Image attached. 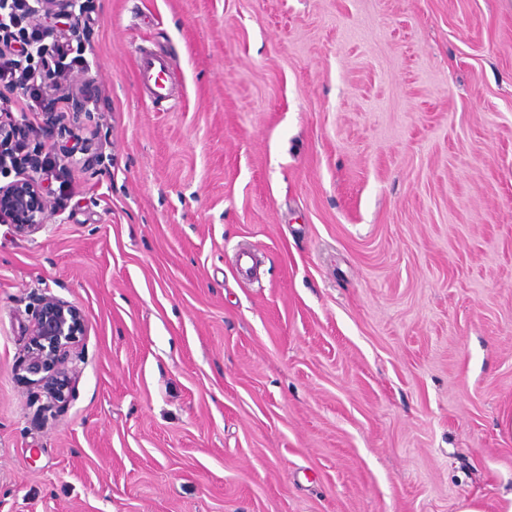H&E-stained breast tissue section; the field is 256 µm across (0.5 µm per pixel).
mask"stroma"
I'll list each match as a JSON object with an SVG mask.
<instances>
[{
  "instance_id": "1",
  "label": "stroma",
  "mask_w": 512,
  "mask_h": 512,
  "mask_svg": "<svg viewBox=\"0 0 512 512\" xmlns=\"http://www.w3.org/2000/svg\"><path fill=\"white\" fill-rule=\"evenodd\" d=\"M79 3L85 93L29 140L69 198L0 223V512H498L512 0ZM49 295L86 332L41 411ZM171 69L167 57L150 51L140 53L135 68V84L141 95L153 101H167L172 97ZM84 332V317L76 306L52 296L38 304L22 370L48 404L65 405L72 397L75 369L68 366L69 355Z\"/></svg>"
}]
</instances>
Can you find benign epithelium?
<instances>
[{
    "label": "benign epithelium",
    "instance_id": "7a95c632",
    "mask_svg": "<svg viewBox=\"0 0 512 512\" xmlns=\"http://www.w3.org/2000/svg\"><path fill=\"white\" fill-rule=\"evenodd\" d=\"M35 17L58 8L70 12L72 25L78 17L72 12L75 0H39ZM43 178L34 174L0 184V223L11 224L22 233H36L45 224L49 207ZM85 332L82 312L57 297H45L38 304L22 370L53 405H64L72 397L75 369L68 366L70 351Z\"/></svg>",
    "mask_w": 512,
    "mask_h": 512
}]
</instances>
